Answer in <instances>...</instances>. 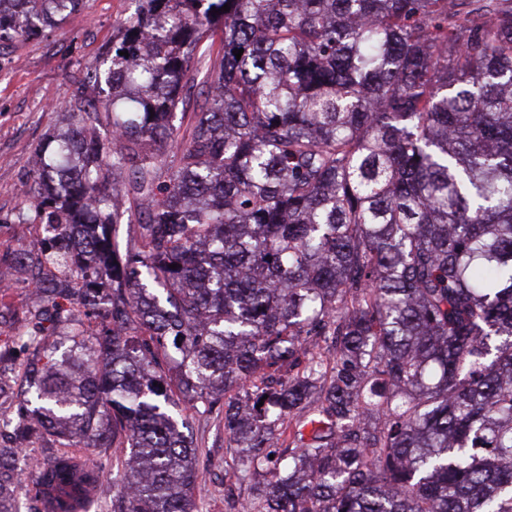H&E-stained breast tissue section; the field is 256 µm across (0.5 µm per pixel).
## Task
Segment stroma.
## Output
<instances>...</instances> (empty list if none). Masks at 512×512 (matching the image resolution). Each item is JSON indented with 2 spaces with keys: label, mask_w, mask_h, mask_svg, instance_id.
I'll list each match as a JSON object with an SVG mask.
<instances>
[{
  "label": "stroma",
  "mask_w": 512,
  "mask_h": 512,
  "mask_svg": "<svg viewBox=\"0 0 512 512\" xmlns=\"http://www.w3.org/2000/svg\"><path fill=\"white\" fill-rule=\"evenodd\" d=\"M135 8L133 0H90L63 24L32 38L0 44V334L18 333L42 303L22 282L9 254L39 232L25 196L32 159L48 134L66 130L60 107L82 68L94 65L112 39V24ZM201 450L197 461L203 512H229L224 489L233 481V458L224 424L214 413H190Z\"/></svg>",
  "instance_id": "obj_1"
}]
</instances>
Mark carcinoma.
Masks as SVG:
<instances>
[{
  "instance_id": "cac0c4a2",
  "label": "carcinoma",
  "mask_w": 512,
  "mask_h": 512,
  "mask_svg": "<svg viewBox=\"0 0 512 512\" xmlns=\"http://www.w3.org/2000/svg\"><path fill=\"white\" fill-rule=\"evenodd\" d=\"M5 1L0 42L88 4ZM136 2L63 102L91 143L38 149L12 259L97 329L17 340L0 512L39 435L32 512H88L80 446L120 450L110 512H200L181 403L224 415L236 512H512V0Z\"/></svg>"
}]
</instances>
